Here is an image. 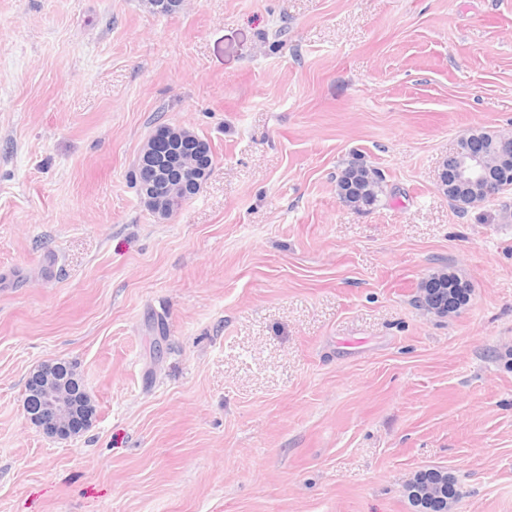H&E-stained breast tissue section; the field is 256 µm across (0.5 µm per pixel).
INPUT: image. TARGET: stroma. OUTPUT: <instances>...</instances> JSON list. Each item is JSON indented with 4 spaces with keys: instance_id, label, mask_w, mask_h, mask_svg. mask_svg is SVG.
Masks as SVG:
<instances>
[{
    "instance_id": "stroma-1",
    "label": "stroma",
    "mask_w": 512,
    "mask_h": 512,
    "mask_svg": "<svg viewBox=\"0 0 512 512\" xmlns=\"http://www.w3.org/2000/svg\"><path fill=\"white\" fill-rule=\"evenodd\" d=\"M208 140L157 218L158 125ZM512 132V0H0V512H512V189L440 188ZM385 176L358 212L349 160ZM445 270V317L414 303ZM76 363L66 441L25 385ZM158 127L141 147L138 174L134 167L133 175L140 200L155 214L167 217L171 213V204L181 200L189 189L198 187L200 190L207 174L196 158L180 157L176 163L178 177H171L164 168L166 159H162L163 154L157 151L155 141H168L186 130L165 125ZM358 163L359 162L357 160L347 162V164L341 169L340 174L338 175V178L340 176L343 178L345 188H352L351 191H354L358 186V181L353 175V171L356 169V165ZM336 188L338 199L343 205L348 206L354 210L364 211L365 200L362 196L363 194L368 193L370 189H364L363 192H359V196H353L348 192V190L338 184H336ZM437 278H431L429 283H434L437 289V299L444 306L443 316L457 313L470 301L471 288L466 280L451 272H439L434 274Z\"/></svg>"
}]
</instances>
